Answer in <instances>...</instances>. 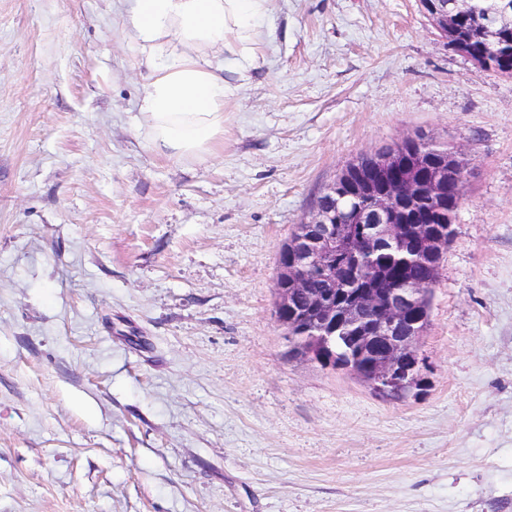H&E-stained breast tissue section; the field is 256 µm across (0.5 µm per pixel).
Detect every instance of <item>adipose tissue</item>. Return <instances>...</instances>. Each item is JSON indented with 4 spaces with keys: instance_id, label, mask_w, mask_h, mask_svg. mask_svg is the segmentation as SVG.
Returning a JSON list of instances; mask_svg holds the SVG:
<instances>
[{
    "instance_id": "1",
    "label": "adipose tissue",
    "mask_w": 512,
    "mask_h": 512,
    "mask_svg": "<svg viewBox=\"0 0 512 512\" xmlns=\"http://www.w3.org/2000/svg\"><path fill=\"white\" fill-rule=\"evenodd\" d=\"M275 0H129L123 31L146 78L137 127L170 160L224 138L228 107L249 83Z\"/></svg>"
}]
</instances>
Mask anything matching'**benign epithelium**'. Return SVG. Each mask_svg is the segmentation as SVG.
Here are the masks:
<instances>
[{"label": "benign epithelium", "instance_id": "7a95c632", "mask_svg": "<svg viewBox=\"0 0 512 512\" xmlns=\"http://www.w3.org/2000/svg\"><path fill=\"white\" fill-rule=\"evenodd\" d=\"M443 36L458 34L479 10L504 61L499 31L512 21V0H419ZM367 178L346 223H336V183L280 250L276 314L292 352L322 367L346 369L379 392L403 393L421 381L419 343L428 326V294L454 233L465 166L458 154L407 137L362 156ZM395 251L430 270L424 279L381 285L384 267L367 253Z\"/></svg>", "mask_w": 512, "mask_h": 512}]
</instances>
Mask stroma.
<instances>
[{
    "label": "stroma",
    "instance_id": "stroma-1",
    "mask_svg": "<svg viewBox=\"0 0 512 512\" xmlns=\"http://www.w3.org/2000/svg\"><path fill=\"white\" fill-rule=\"evenodd\" d=\"M223 141L137 132L116 0H0V512H512V76L419 0H276ZM407 136L465 163L399 398L292 357L279 252Z\"/></svg>",
    "mask_w": 512,
    "mask_h": 512
}]
</instances>
